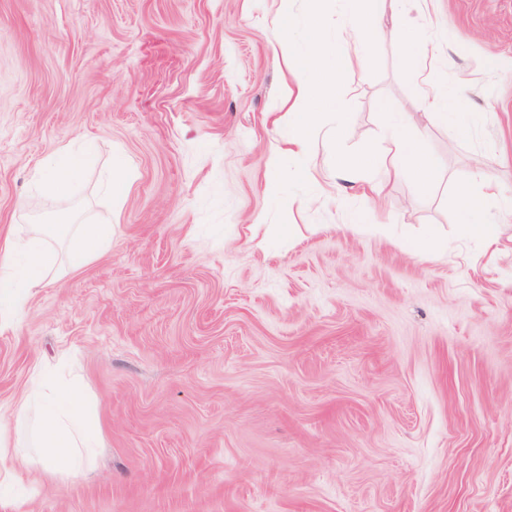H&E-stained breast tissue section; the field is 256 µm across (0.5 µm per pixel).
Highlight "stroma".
Masks as SVG:
<instances>
[{
	"label": "stroma",
	"instance_id": "obj_1",
	"mask_svg": "<svg viewBox=\"0 0 512 512\" xmlns=\"http://www.w3.org/2000/svg\"><path fill=\"white\" fill-rule=\"evenodd\" d=\"M278 7L0 0V234L38 213L113 229L0 324V417L39 369L81 386L97 441L78 476L22 470L0 512H512V215L486 216L493 249L457 199L476 171L512 197V0H377L434 45L418 58L353 38L343 0H292L285 29ZM315 30L351 55L345 148L385 154L384 104L422 114L426 184L371 164L341 183L322 140L271 163L279 43ZM440 87L470 135L425 119ZM65 145L93 163L55 201L32 171Z\"/></svg>",
	"mask_w": 512,
	"mask_h": 512
}]
</instances>
